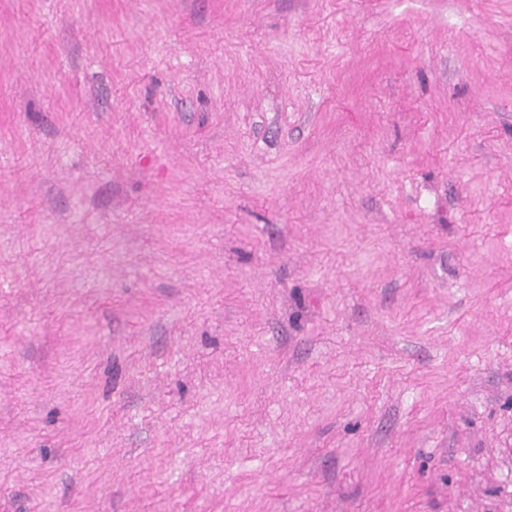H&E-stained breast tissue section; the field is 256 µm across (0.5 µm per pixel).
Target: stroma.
<instances>
[{
    "label": "stroma",
    "mask_w": 512,
    "mask_h": 512,
    "mask_svg": "<svg viewBox=\"0 0 512 512\" xmlns=\"http://www.w3.org/2000/svg\"><path fill=\"white\" fill-rule=\"evenodd\" d=\"M0 512H512V0H0Z\"/></svg>",
    "instance_id": "stroma-1"
}]
</instances>
